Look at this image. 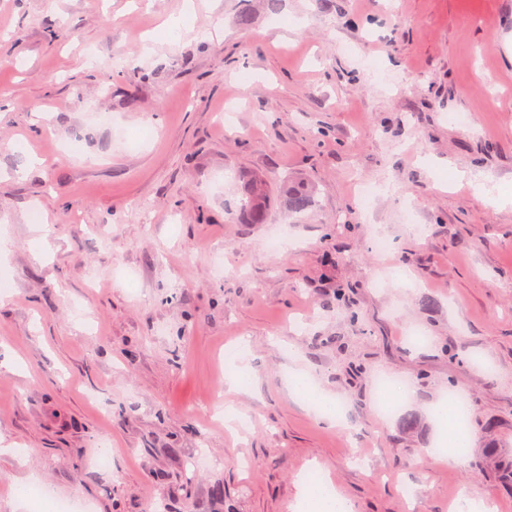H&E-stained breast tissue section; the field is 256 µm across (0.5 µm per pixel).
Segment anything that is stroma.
<instances>
[{"label":"stroma","instance_id":"stroma-1","mask_svg":"<svg viewBox=\"0 0 512 512\" xmlns=\"http://www.w3.org/2000/svg\"><path fill=\"white\" fill-rule=\"evenodd\" d=\"M0 236V512H512V0H0ZM266 184L262 181H251L243 190L240 210L250 224H261L264 219V202ZM307 507L310 512H351V504L343 498L324 494L321 485L308 484L306 487Z\"/></svg>","mask_w":512,"mask_h":512}]
</instances>
